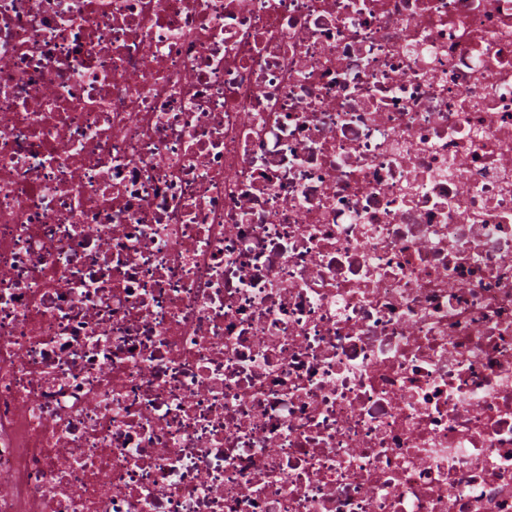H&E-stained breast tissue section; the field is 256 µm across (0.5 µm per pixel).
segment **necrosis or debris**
<instances>
[{"label":"necrosis or debris","instance_id":"4bbe7bcc","mask_svg":"<svg viewBox=\"0 0 512 512\" xmlns=\"http://www.w3.org/2000/svg\"><path fill=\"white\" fill-rule=\"evenodd\" d=\"M0 512H512V0H0Z\"/></svg>","mask_w":512,"mask_h":512}]
</instances>
